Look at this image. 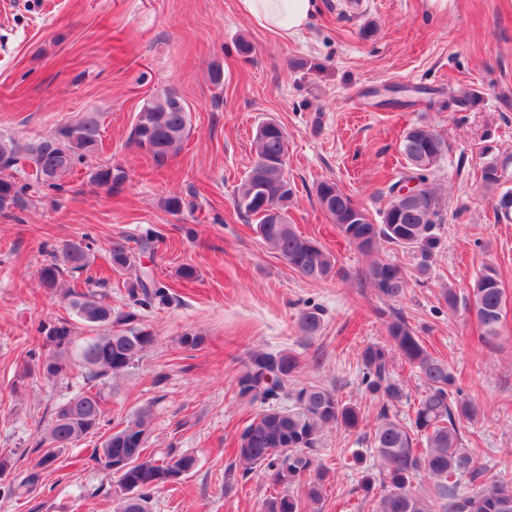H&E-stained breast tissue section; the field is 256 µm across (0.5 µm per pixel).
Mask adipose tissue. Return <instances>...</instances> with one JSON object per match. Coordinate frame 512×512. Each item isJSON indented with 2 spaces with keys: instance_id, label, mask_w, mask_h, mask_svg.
Returning <instances> with one entry per match:
<instances>
[{
  "instance_id": "ef3b65f1",
  "label": "adipose tissue",
  "mask_w": 512,
  "mask_h": 512,
  "mask_svg": "<svg viewBox=\"0 0 512 512\" xmlns=\"http://www.w3.org/2000/svg\"><path fill=\"white\" fill-rule=\"evenodd\" d=\"M241 14L255 26L286 39L297 35L310 22L317 0H237Z\"/></svg>"
}]
</instances>
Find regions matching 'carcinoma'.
<instances>
[{"instance_id": "obj_1", "label": "carcinoma", "mask_w": 512, "mask_h": 512, "mask_svg": "<svg viewBox=\"0 0 512 512\" xmlns=\"http://www.w3.org/2000/svg\"><path fill=\"white\" fill-rule=\"evenodd\" d=\"M475 103L473 92L458 87L450 91L443 106L462 112ZM188 124L187 106L176 93L166 91L151 100L148 112L135 122L131 133L140 140L137 148L162 164L180 146ZM258 129L262 134L255 135L256 158L273 160L288 152V133L280 124L269 120ZM100 144L101 123L95 112H87L76 123L58 128L54 135L26 145L0 137V212L25 205L26 191L32 187L61 189L63 180L77 164L97 153ZM399 148L408 170L399 172L398 179L388 185L379 221L368 213L364 223L352 221L354 200L332 181L318 184L316 198L319 206H327L326 214L339 234L360 253L370 255L384 242L413 252L419 259L418 270L424 274L441 245L443 222L430 176L447 154L448 144L431 127L419 123L405 131ZM24 165L31 173L27 174L28 182L21 184L14 171ZM125 180L126 172L119 166L101 164L91 172L92 183L108 191ZM410 180L417 182L421 196L412 205L400 206L394 198L395 189ZM283 181V169L266 170L263 196L268 207L286 211L294 191H281ZM234 204L240 215L255 223L261 240L305 280L320 283L340 275L335 258L322 245L301 236L293 227L282 229L265 223L252 196L251 173L241 180ZM109 254L113 270L133 266V251L126 239L113 240ZM89 267L85 248L70 244L40 268L44 288L62 296L83 324L106 327L83 344L77 343L69 321L62 319L50 327L43 337V345L51 350L42 362L46 378L67 377L75 359L82 363L90 380L115 378L132 368L155 342L138 313L115 310L104 293L65 285L64 275L77 279ZM358 280L375 288L389 302L402 300L409 284L399 265L378 259L358 274ZM126 290L128 300L139 307H160L170 300L168 285L145 266L140 267ZM502 303L498 274L487 266L474 285L472 305L482 328L479 342L485 347H492L499 336ZM387 335L390 347L367 345L359 354L362 384L378 399L375 425L362 432V440L379 461L378 473L367 471L361 478L362 487L373 497V512H512V479L490 473L478 462L474 449L466 447L465 432L476 420L478 410L457 388L448 363L423 347L399 311L390 313ZM393 350L416 369L423 383L424 394L408 422L393 413L405 397L403 384L394 374ZM299 368L300 361L291 352L257 349L249 354L237 377L239 396L260 407L238 438L240 478L260 471L272 486L282 488L265 500L263 512L318 509L330 473L320 458L325 431H356L363 424L360 409L339 400L335 391L315 384L297 385ZM104 402L102 388L77 392L61 402L39 442L40 459L24 473L17 487L27 493L36 490L42 471L57 460L62 449L97 433ZM152 420L151 408L142 407L123 428L94 449L93 459L106 472L112 462L123 463V471L117 476L123 491L117 512H150L151 494L169 484V476L177 469L187 472L195 466L194 457L187 454L172 453L160 462L145 456ZM421 473L430 479L426 492L413 483ZM15 488H8V492Z\"/></svg>"}]
</instances>
